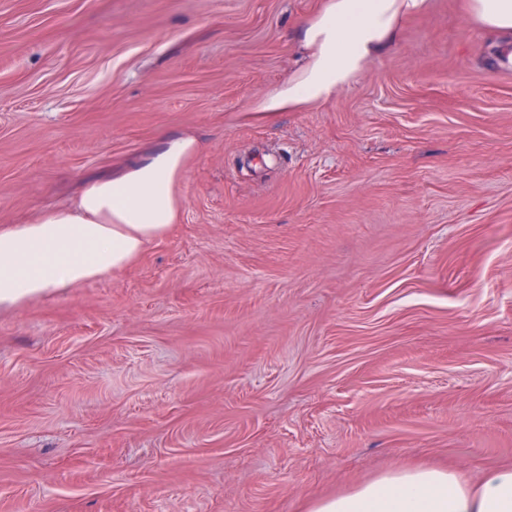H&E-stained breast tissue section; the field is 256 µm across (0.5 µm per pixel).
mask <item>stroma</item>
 Segmentation results:
<instances>
[{
	"label": "stroma",
	"mask_w": 512,
	"mask_h": 512,
	"mask_svg": "<svg viewBox=\"0 0 512 512\" xmlns=\"http://www.w3.org/2000/svg\"><path fill=\"white\" fill-rule=\"evenodd\" d=\"M321 0H0V225L166 133L175 230L0 312V512H307L512 461V70L429 0L263 115Z\"/></svg>",
	"instance_id": "35a3bbf8"
}]
</instances>
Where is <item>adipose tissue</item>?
<instances>
[{
	"mask_svg": "<svg viewBox=\"0 0 512 512\" xmlns=\"http://www.w3.org/2000/svg\"><path fill=\"white\" fill-rule=\"evenodd\" d=\"M427 0H326L297 32L300 71L257 106L284 112L332 100L395 43L402 20ZM472 23L488 36L500 66L512 67V0H467ZM200 146L190 136L163 138L159 148L111 177L90 182L69 207L0 225V311L121 272L175 227L177 184ZM308 512H512V464L477 484L452 470L406 467Z\"/></svg>",
	"mask_w": 512,
	"mask_h": 512,
	"instance_id": "ef3b65f1",
	"label": "adipose tissue"
}]
</instances>
